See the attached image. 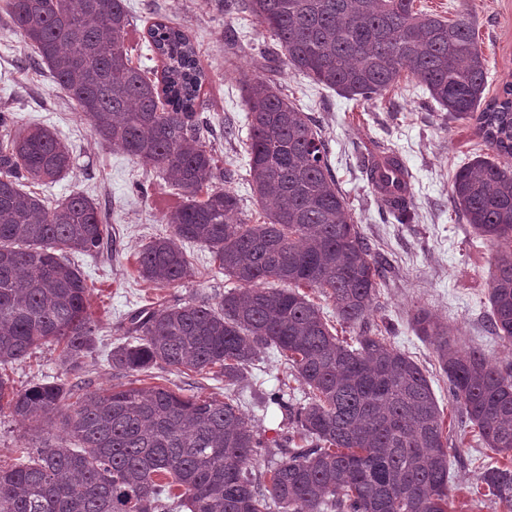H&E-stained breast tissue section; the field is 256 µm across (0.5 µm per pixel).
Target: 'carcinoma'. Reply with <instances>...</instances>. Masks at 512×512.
<instances>
[{"label": "carcinoma", "mask_w": 512, "mask_h": 512, "mask_svg": "<svg viewBox=\"0 0 512 512\" xmlns=\"http://www.w3.org/2000/svg\"><path fill=\"white\" fill-rule=\"evenodd\" d=\"M414 0H246L275 43L267 59L284 63L349 99L372 101L413 75L448 116L475 118L497 156L512 157V86L481 105L486 65L472 24L418 13ZM13 30L72 98L95 136L159 170L184 201L163 215L171 234L136 254L139 277L159 288L195 274L182 244L206 245L240 287L207 301L158 300L133 310L108 356L112 375L154 367L238 382L261 350L287 357L307 389L296 399L283 382L260 404L276 405L288 444L263 441L236 399L184 398L164 387L124 385L79 392L64 380L16 389L3 370L42 346L61 347L66 371L92 352L98 323L83 274L67 255H94L108 237L94 200L73 194L50 205L25 183L53 182L72 166L49 129L27 127L0 140V411L62 434L0 466V512H454L448 436L429 375L370 326L382 278L328 164L327 143L309 114L266 78L245 85L248 172L260 224L238 217L236 197L217 182L207 124L196 112L205 74L182 29L158 21L147 30L163 62L161 85L135 65L123 0H9ZM407 168L394 154L362 166L377 188L382 166ZM400 224L409 199L379 195ZM451 199L479 238L512 241V168L478 157L453 175ZM284 284L270 288L269 281ZM317 288L345 325L330 330L320 306L299 288ZM493 334L512 343V250L490 274ZM435 347L460 418L484 447L506 459L487 469L488 490L512 506V371L476 349L460 352L448 327L414 318ZM282 458L264 479L252 472L259 449Z\"/></svg>", "instance_id": "cac0c4a2"}]
</instances>
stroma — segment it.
<instances>
[{
	"label": "stroma",
	"mask_w": 512,
	"mask_h": 512,
	"mask_svg": "<svg viewBox=\"0 0 512 512\" xmlns=\"http://www.w3.org/2000/svg\"><path fill=\"white\" fill-rule=\"evenodd\" d=\"M5 4L0 0V112L11 113L18 126L38 123L50 128L73 157L68 174L50 186L37 187L36 192L50 203L83 194L99 203L107 215L109 235L101 251L70 257L86 279L90 310L100 321L97 350L80 358L78 383L87 391L107 388L115 383L107 355L124 340L121 328L127 313L160 297L173 303L205 300L214 304L236 283L212 270L208 248L195 242L184 245L197 268L193 277L168 288L139 278L135 252L169 233L162 216L181 204L182 197L157 169L94 136L76 103L47 69L33 65L34 52L12 30ZM124 5L131 20V56L149 70L152 80H159L162 64L148 48L147 29L166 21L192 39L206 75L198 107L209 127L206 141L220 167H234L235 175L225 187L238 198L247 222H256L261 209L247 172L246 83L256 76L274 80L294 105L313 117L326 139L328 163L356 224L386 260L384 283L370 320L391 324V344L428 370L438 403L453 422L448 441L449 484L458 512H512L511 505L496 497H474L472 489L480 474L502 465L503 460L479 445L469 428L455 422L448 381L439 372L434 349L412 327L416 310L425 309L448 326L458 348L479 350L502 368L512 364V345L493 336L488 321L489 271L500 248L475 238L450 200L456 170L490 153L476 120L449 119L412 77L379 99L364 102L347 99L286 65L270 66L264 52L273 39L242 0H124ZM414 8L472 22L487 65L486 98L501 95L504 85L512 83V0H414ZM378 145L398 151L409 170L417 214L414 223L398 224L383 214L361 171V153ZM58 354V349L46 346L9 369L14 387L23 389L48 376H62ZM282 380L290 382L296 397H303L304 385L294 380L283 355L272 348L262 350L246 377L233 385L156 367L131 378L135 387L160 385L186 397L233 396L268 440L285 435L288 422L277 406L259 408L257 397ZM58 432L55 425H22L8 413H0V465L10 466L20 449L40 447Z\"/></svg>",
	"instance_id": "35a3bbf8"
}]
</instances>
